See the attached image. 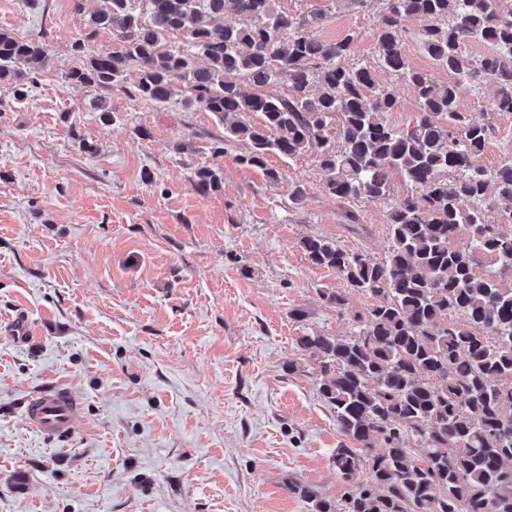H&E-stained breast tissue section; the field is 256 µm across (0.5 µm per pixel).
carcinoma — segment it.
Returning a JSON list of instances; mask_svg holds the SVG:
<instances>
[{"mask_svg":"<svg viewBox=\"0 0 512 512\" xmlns=\"http://www.w3.org/2000/svg\"><path fill=\"white\" fill-rule=\"evenodd\" d=\"M147 2L141 15L132 0H102L93 25L120 20L118 47L95 53L92 34L76 40L85 62L67 78L123 90L135 71L140 97L162 105L181 96L224 126L213 153L244 141L237 161L263 169L270 154L292 160L314 152L323 190L339 199L383 198L394 172L410 186L387 214L383 260L325 238L301 241L311 265L335 271L375 303L352 314L347 336L296 340L315 356L319 392L349 441L332 457L348 487L336 503L296 481L288 493L311 512H512V284L490 270L512 268V162L475 165L491 123L459 108L468 87L488 83L492 111L512 112V7L382 0L379 64L408 78L419 104L414 123L396 128L384 119L398 104L394 90L368 65L344 63L355 34L319 40L308 20L277 10L275 0ZM228 14L248 24H228ZM409 18L425 22L422 49L452 80L434 83L410 69L401 44ZM172 36L179 46L169 44ZM471 41L489 51L471 56ZM21 61L35 72L47 65L38 43L1 32L0 82L14 80ZM242 79L252 92L241 90ZM285 82L288 95L266 92ZM221 182L214 168L191 177L201 195ZM361 468L367 480L356 485Z\"/></svg>","mask_w":512,"mask_h":512,"instance_id":"1","label":"carcinoma"}]
</instances>
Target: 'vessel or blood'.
<instances>
[{
  "label": "vessel or blood",
  "mask_w": 512,
  "mask_h": 512,
  "mask_svg": "<svg viewBox=\"0 0 512 512\" xmlns=\"http://www.w3.org/2000/svg\"><path fill=\"white\" fill-rule=\"evenodd\" d=\"M25 418L30 428L43 438L70 437L80 427L81 405L69 389L53 387L29 399Z\"/></svg>",
  "instance_id": "b4317fda"
}]
</instances>
